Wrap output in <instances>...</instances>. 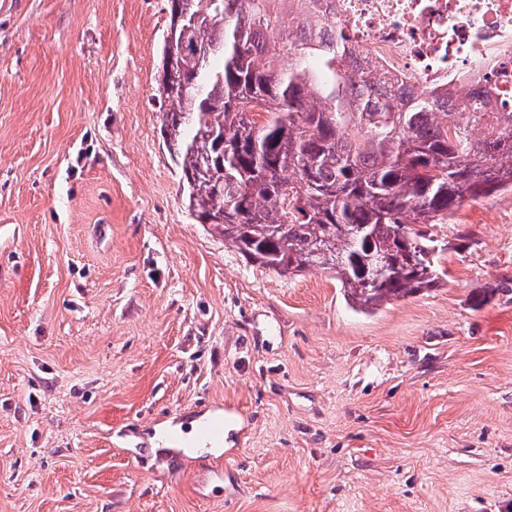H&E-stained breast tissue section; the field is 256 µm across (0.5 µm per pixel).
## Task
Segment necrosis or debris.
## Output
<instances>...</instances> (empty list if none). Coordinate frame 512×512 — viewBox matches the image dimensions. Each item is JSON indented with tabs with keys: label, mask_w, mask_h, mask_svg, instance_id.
<instances>
[{
	"label": "necrosis or debris",
	"mask_w": 512,
	"mask_h": 512,
	"mask_svg": "<svg viewBox=\"0 0 512 512\" xmlns=\"http://www.w3.org/2000/svg\"><path fill=\"white\" fill-rule=\"evenodd\" d=\"M314 40L353 72L378 74L392 102L423 93L457 112H512V0H309Z\"/></svg>",
	"instance_id": "obj_1"
}]
</instances>
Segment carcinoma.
Here are the masks:
<instances>
[{
  "label": "carcinoma",
  "mask_w": 512,
  "mask_h": 512,
  "mask_svg": "<svg viewBox=\"0 0 512 512\" xmlns=\"http://www.w3.org/2000/svg\"><path fill=\"white\" fill-rule=\"evenodd\" d=\"M187 2L199 19L156 97L196 220L281 276L336 273L363 313L436 287L417 225L512 191V113L438 112L429 94L395 109L381 78L296 35L309 20L285 18L284 0ZM284 27L287 40L270 39ZM198 48L210 50L201 94Z\"/></svg>",
  "instance_id": "obj_1"
}]
</instances>
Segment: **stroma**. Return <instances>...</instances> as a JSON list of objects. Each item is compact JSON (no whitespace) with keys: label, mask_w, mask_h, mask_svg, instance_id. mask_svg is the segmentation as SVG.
Segmentation results:
<instances>
[{"label":"stroma","mask_w":512,"mask_h":512,"mask_svg":"<svg viewBox=\"0 0 512 512\" xmlns=\"http://www.w3.org/2000/svg\"><path fill=\"white\" fill-rule=\"evenodd\" d=\"M168 27L166 0H0V512H512V192L371 313L247 262L163 144ZM204 409L216 460L166 439Z\"/></svg>","instance_id":"35a3bbf8"}]
</instances>
